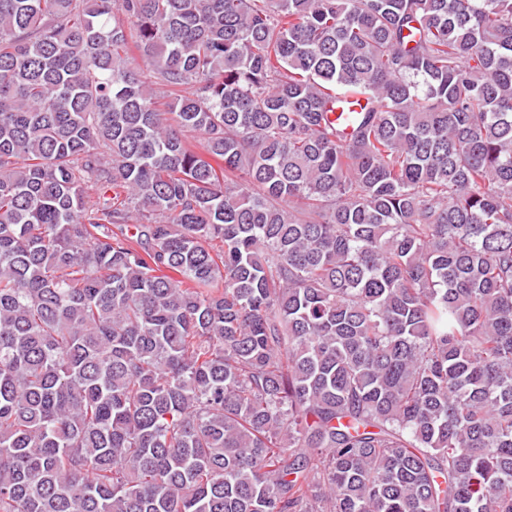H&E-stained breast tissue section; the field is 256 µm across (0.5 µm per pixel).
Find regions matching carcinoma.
I'll return each mask as SVG.
<instances>
[{"label":"carcinoma","mask_w":512,"mask_h":512,"mask_svg":"<svg viewBox=\"0 0 512 512\" xmlns=\"http://www.w3.org/2000/svg\"><path fill=\"white\" fill-rule=\"evenodd\" d=\"M0 512H512V0H0Z\"/></svg>","instance_id":"carcinoma-1"}]
</instances>
